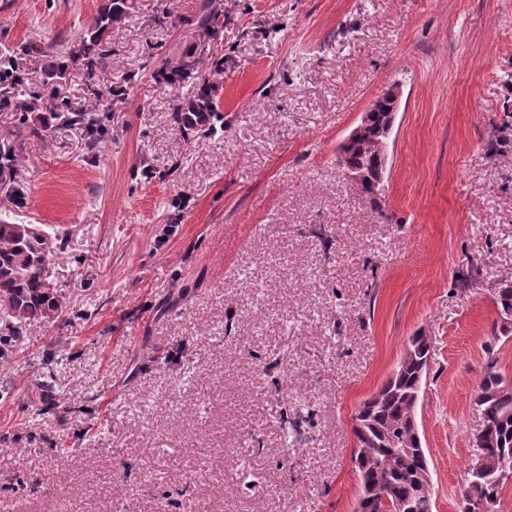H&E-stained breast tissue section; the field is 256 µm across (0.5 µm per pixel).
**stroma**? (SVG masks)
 Here are the masks:
<instances>
[{"instance_id": "obj_1", "label": "stroma", "mask_w": 512, "mask_h": 512, "mask_svg": "<svg viewBox=\"0 0 512 512\" xmlns=\"http://www.w3.org/2000/svg\"><path fill=\"white\" fill-rule=\"evenodd\" d=\"M130 3L89 67L52 48L104 0H0V218L63 234L70 302L0 360V512H354L351 416L419 331L434 512H461L488 358L512 379V0ZM393 82L375 206L336 152ZM88 110L96 140L59 121Z\"/></svg>"}]
</instances>
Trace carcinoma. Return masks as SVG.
I'll return each mask as SVG.
<instances>
[{
  "instance_id": "1",
  "label": "carcinoma",
  "mask_w": 512,
  "mask_h": 512,
  "mask_svg": "<svg viewBox=\"0 0 512 512\" xmlns=\"http://www.w3.org/2000/svg\"><path fill=\"white\" fill-rule=\"evenodd\" d=\"M130 9L127 0H107L94 18L87 38L66 49L73 60L93 65L112 25ZM393 119L392 109L382 106L374 113L364 135L352 147V158L365 171L384 161L385 138L382 132ZM55 253V243L36 224L0 221V322L11 336L0 344V360L12 353L13 342L23 327L39 322L62 320L70 302L54 281L48 260ZM496 306L503 318L512 313V287L497 292ZM432 342L419 332L410 337L390 376L355 410L353 433L358 494L354 512H385L386 504L395 502L404 512H433V489L420 487L418 473L428 463L415 447L413 419L418 405L411 394L420 384V373L428 370ZM484 431L475 434L487 445L482 470L467 469L460 490L462 505L470 499H498L501 486L496 483L500 464L512 461V386L490 359L482 372L479 391L474 399Z\"/></svg>"
}]
</instances>
